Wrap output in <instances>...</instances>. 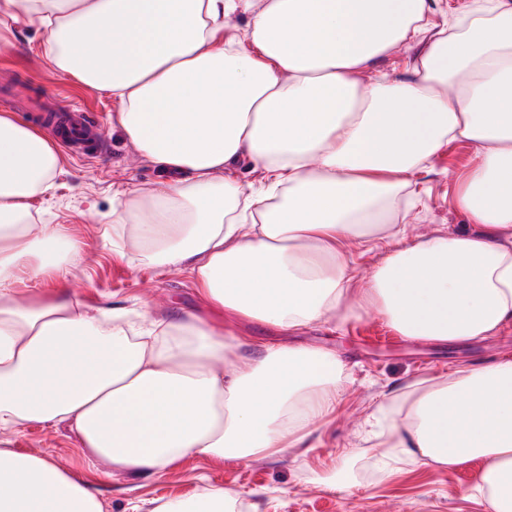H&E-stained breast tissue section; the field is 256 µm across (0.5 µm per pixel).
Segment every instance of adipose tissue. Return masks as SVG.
Returning <instances> with one entry per match:
<instances>
[{"label": "adipose tissue", "instance_id": "1", "mask_svg": "<svg viewBox=\"0 0 512 512\" xmlns=\"http://www.w3.org/2000/svg\"><path fill=\"white\" fill-rule=\"evenodd\" d=\"M50 63L111 93L116 125L167 173L112 202V246L189 270L230 315L297 331L376 312L403 336L466 342L512 322V0L434 22L439 0H4ZM245 14V32L228 25ZM406 79L363 83L399 48ZM476 161L455 208L471 232L408 237L402 197L453 142ZM250 163L261 187L235 171ZM62 170L53 138L0 113V430L69 422L81 454L129 474L194 458L274 456L335 412V353L242 341L198 318L137 319L55 290L78 245L32 220ZM390 241L359 273L349 244ZM385 458L484 463L473 500L512 512V361L409 382L382 410ZM203 482L161 512H226ZM0 512H103L86 482L0 448ZM48 286V282L35 280L24 275L21 276L18 280H16L12 284L11 288H13V292L17 299L27 300L40 293L48 292L49 290H51V288H48Z\"/></svg>", "mask_w": 512, "mask_h": 512}]
</instances>
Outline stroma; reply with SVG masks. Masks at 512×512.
Returning a JSON list of instances; mask_svg holds the SVG:
<instances>
[{
    "label": "stroma",
    "instance_id": "35a3bbf8",
    "mask_svg": "<svg viewBox=\"0 0 512 512\" xmlns=\"http://www.w3.org/2000/svg\"><path fill=\"white\" fill-rule=\"evenodd\" d=\"M74 108L96 114L103 150L86 159L62 154L64 172L53 191L31 203L39 223L59 225L78 243L60 275L72 297L94 307L148 308L167 319L195 316L251 343L327 349L342 362L348 381L336 412L300 447L274 457L191 459L161 475L112 472L83 460L78 436L65 422L34 424L18 433L0 430L7 448L76 472L104 512H157L169 501L192 496L203 480L233 493L234 512H485L462 497L476 484L481 460L457 469L401 463L395 474L383 477L374 466L377 450L361 442L360 429L386 394L415 377L512 359V323L486 339L449 345L400 335L377 313L338 330L319 325L300 333L229 316L199 295L187 271L146 260L132 266L113 252L106 227L115 193L151 190L165 175L113 129L110 94L56 70L41 30L26 16L0 17V112L36 125L40 113ZM475 160L469 144L454 142L416 174L418 204L409 219V236L468 230L453 195L457 179ZM331 465L336 468L333 487L319 486L316 475Z\"/></svg>",
    "mask_w": 512,
    "mask_h": 512
}]
</instances>
